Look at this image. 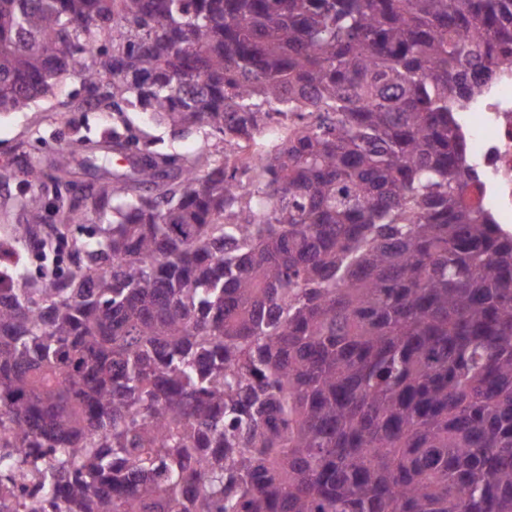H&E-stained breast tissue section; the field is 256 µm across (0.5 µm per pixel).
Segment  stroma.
<instances>
[{
  "label": "stroma",
  "mask_w": 512,
  "mask_h": 512,
  "mask_svg": "<svg viewBox=\"0 0 512 512\" xmlns=\"http://www.w3.org/2000/svg\"><path fill=\"white\" fill-rule=\"evenodd\" d=\"M79 89L78 79L66 76L60 81L57 97L0 115V172L8 174L7 179L0 180V225L25 223V215L12 208L14 198L23 191L45 193L48 163L66 142L81 138L93 147L102 143L105 131L111 130L112 120L102 109L79 104L75 98ZM121 119L156 152L178 153L190 159L204 156L214 164L222 158L214 139L205 133L176 137L137 112L122 113Z\"/></svg>",
  "instance_id": "stroma-1"
}]
</instances>
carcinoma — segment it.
I'll return each instance as SVG.
<instances>
[{
    "mask_svg": "<svg viewBox=\"0 0 512 512\" xmlns=\"http://www.w3.org/2000/svg\"><path fill=\"white\" fill-rule=\"evenodd\" d=\"M501 64L512 0H0V113L71 75L232 150L112 127L170 188L57 184L106 227L0 268V512H512V235L458 132Z\"/></svg>",
    "mask_w": 512,
    "mask_h": 512,
    "instance_id": "1",
    "label": "carcinoma"
}]
</instances>
